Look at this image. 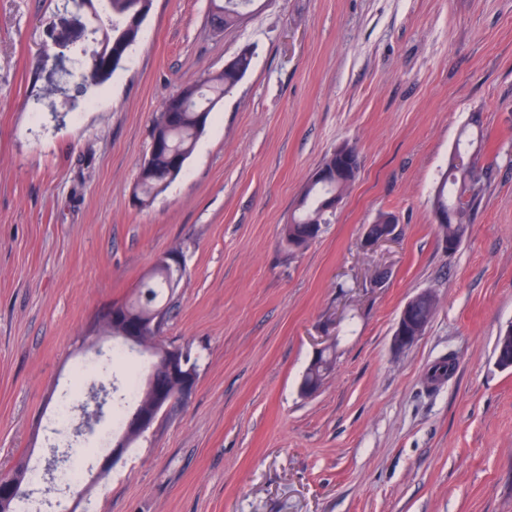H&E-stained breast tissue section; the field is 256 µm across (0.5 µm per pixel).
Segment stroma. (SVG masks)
I'll list each match as a JSON object with an SVG mask.
<instances>
[{"mask_svg":"<svg viewBox=\"0 0 512 512\" xmlns=\"http://www.w3.org/2000/svg\"><path fill=\"white\" fill-rule=\"evenodd\" d=\"M209 12L152 0L92 85L93 10L0 0V474L27 460L45 512H512V369L494 354L512 324V0H256L220 31ZM246 47L182 174L134 205L154 113ZM474 121L487 176L450 254L432 200ZM344 142L353 187L289 248L302 186ZM381 211L397 235L366 248ZM164 255L183 277L161 338L189 349L195 386L82 497L46 493L52 457L88 468L111 452V416L82 430L69 383L87 366L88 388L119 400L112 340L92 349L86 331ZM424 290L436 313L395 350ZM331 343L332 373L302 394ZM448 356L453 374L427 387ZM420 299H424L427 305H435L434 294L428 290L419 292L407 300L400 312L393 334L392 344L395 350L411 348L424 335L428 327V324L416 314V305Z\"/></svg>","mask_w":512,"mask_h":512,"instance_id":"1","label":"stroma"}]
</instances>
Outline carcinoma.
Listing matches in <instances>:
<instances>
[{"mask_svg":"<svg viewBox=\"0 0 512 512\" xmlns=\"http://www.w3.org/2000/svg\"><path fill=\"white\" fill-rule=\"evenodd\" d=\"M105 2L106 23L103 36L96 41L97 48L93 54L100 59L112 58V51L119 43L131 46L138 41V33L125 28L127 21L148 9L151 4L145 0H103ZM211 21H220L224 27L236 24L241 17L240 8L252 0H211ZM252 54L240 53L231 68L217 74H206L198 80L180 87L179 112L170 116L169 101H164L161 109L152 120L150 159L146 166H141L134 188L137 206L147 207L156 197L164 192L169 185L182 173L173 169L175 160L187 161L192 155L197 140L204 132L210 112L229 94L242 80L250 68ZM464 151L455 147L453 154L448 156V165L439 186L436 189L433 209H446L450 214L448 223L439 227V234L453 242L459 228L470 224L471 215L478 204L483 191L482 179L476 173V166L459 164L455 158L462 156ZM319 168L328 171L329 176L320 181L309 179L303 186L298 204L290 216V221L283 227L285 242L305 241L319 236L321 226L328 223L326 198L335 194L345 195L352 182H341L336 179V151H331L323 158ZM176 272L155 267L140 282L134 296L121 303L122 318L103 329H112V335L119 336L125 331V325L134 321H147L161 306V302L171 301L174 289L170 281ZM146 347L129 346V349L141 355L153 351L148 358L146 372H136L130 378L135 388V395L126 408L116 417L118 427L126 426L130 415L139 407L153 401L150 388V376H155V383L167 382L165 359L175 347L164 343L157 334L145 337ZM329 355L322 353L318 359L307 367L301 382L305 387L312 382H324L334 365L328 364ZM455 362L441 359L434 363L426 375L428 384L435 386L443 383L453 373Z\"/></svg>","mask_w":512,"mask_h":512,"instance_id":"obj_1","label":"carcinoma"}]
</instances>
